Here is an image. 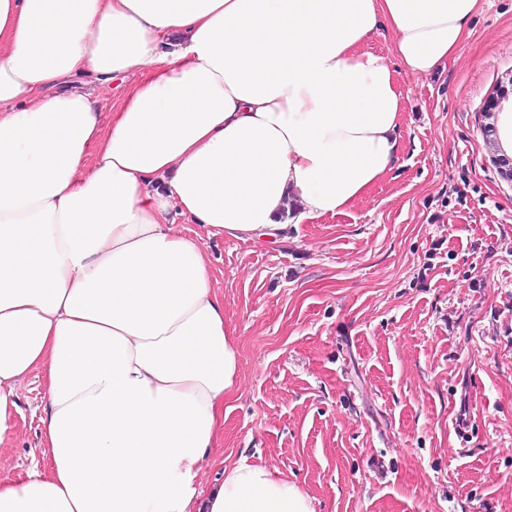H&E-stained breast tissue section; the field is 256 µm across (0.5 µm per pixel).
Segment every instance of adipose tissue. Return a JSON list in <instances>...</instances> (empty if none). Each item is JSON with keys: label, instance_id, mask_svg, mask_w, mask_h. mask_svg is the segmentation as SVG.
Instances as JSON below:
<instances>
[{"label": "adipose tissue", "instance_id": "obj_1", "mask_svg": "<svg viewBox=\"0 0 512 512\" xmlns=\"http://www.w3.org/2000/svg\"><path fill=\"white\" fill-rule=\"evenodd\" d=\"M481 8L0 0V446L37 372L51 462L0 477V512H314L246 462L198 490L239 373L202 238L272 241L368 194L401 149L397 71L446 68ZM134 75L103 120L84 81Z\"/></svg>", "mask_w": 512, "mask_h": 512}]
</instances>
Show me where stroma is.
Masks as SVG:
<instances>
[{"label": "stroma", "mask_w": 512, "mask_h": 512, "mask_svg": "<svg viewBox=\"0 0 512 512\" xmlns=\"http://www.w3.org/2000/svg\"><path fill=\"white\" fill-rule=\"evenodd\" d=\"M511 72L512 0H486L447 68L398 74L403 145L368 196L282 243L211 238L239 383L201 491L245 461L314 512H512V181L486 133ZM41 391L1 476L49 467Z\"/></svg>", "instance_id": "stroma-1"}]
</instances>
